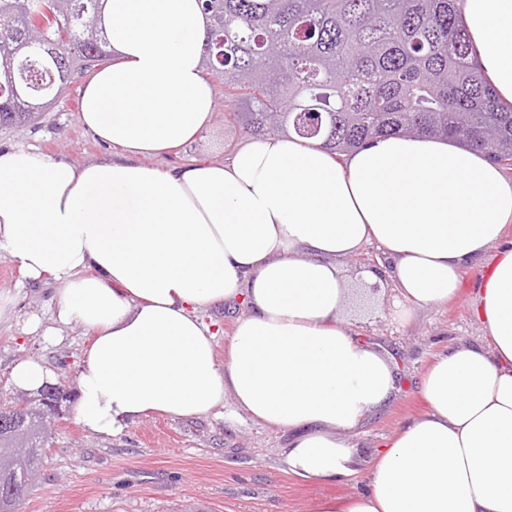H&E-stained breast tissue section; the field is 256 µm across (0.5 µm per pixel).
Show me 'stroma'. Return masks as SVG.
<instances>
[{
    "label": "stroma",
    "mask_w": 512,
    "mask_h": 512,
    "mask_svg": "<svg viewBox=\"0 0 512 512\" xmlns=\"http://www.w3.org/2000/svg\"><path fill=\"white\" fill-rule=\"evenodd\" d=\"M82 78H75L42 115L30 123L0 127V145L34 147L71 164L107 152L79 121ZM213 122L201 139L155 157L169 167L196 161L225 162L246 140L242 125L224 117V85H215ZM485 262L464 274L458 296L448 304L397 315V294L384 286L379 306L357 316L359 340L389 356L395 365L392 398L351 433L363 467L349 478L319 483L292 474L282 456L288 432L253 422L225 402L220 413L176 418L152 413L119 436L103 438L67 417L57 424L43 466L19 512H317L326 499L361 490L367 464L377 450L426 404L420 380L442 349L459 341H488L489 332L472 307ZM20 274L0 254V291L17 290L14 311L0 319V405L16 401L10 383L18 361L33 359L50 368L58 384L74 389L90 331L54 320L52 285L16 289Z\"/></svg>",
    "instance_id": "obj_1"
}]
</instances>
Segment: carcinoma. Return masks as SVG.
I'll return each mask as SVG.
<instances>
[{"label":"carcinoma","mask_w":512,"mask_h":512,"mask_svg":"<svg viewBox=\"0 0 512 512\" xmlns=\"http://www.w3.org/2000/svg\"><path fill=\"white\" fill-rule=\"evenodd\" d=\"M0 0V125L26 123L106 57L102 0ZM204 69L253 136L321 113L315 138L335 154L391 135L448 137L512 169V106L471 58L456 0H204ZM35 66L42 87L24 78ZM48 429L41 411L0 427V512H18L37 474Z\"/></svg>","instance_id":"1"}]
</instances>
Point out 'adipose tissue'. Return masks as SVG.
<instances>
[{
  "mask_svg": "<svg viewBox=\"0 0 512 512\" xmlns=\"http://www.w3.org/2000/svg\"><path fill=\"white\" fill-rule=\"evenodd\" d=\"M481 73L512 104V0H457ZM114 55L81 89L79 120L110 148L73 165L0 149V254L22 282L56 286L55 318L90 329L75 414L107 438L161 412L205 417L232 399L290 431L297 476H349V434L395 390L389 359L354 335L381 278L402 318L447 303L489 259L472 305L488 342L434 357L426 412L374 457L367 483L318 512H512V180L454 140L373 139L345 156L320 140L249 139L230 162L154 157L209 130L215 89L199 0H105ZM374 243L386 262L349 276ZM245 302L224 359L208 307ZM378 256L379 251L375 245H365L360 251L347 257L343 265L348 274L353 276L357 271L376 264Z\"/></svg>",
  "mask_w": 512,
  "mask_h": 512,
  "instance_id": "adipose-tissue-1",
  "label": "adipose tissue"
}]
</instances>
